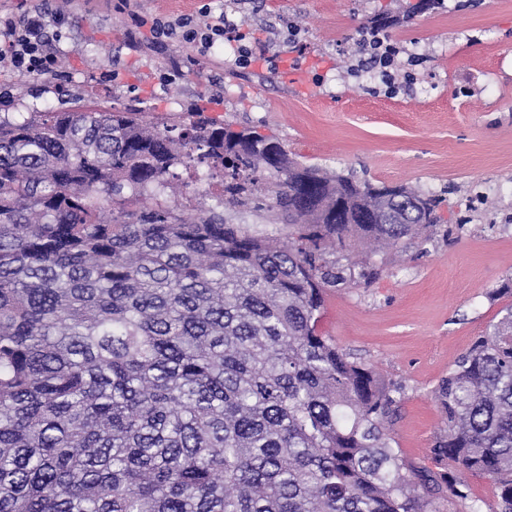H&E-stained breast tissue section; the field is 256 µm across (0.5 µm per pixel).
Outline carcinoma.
<instances>
[{
  "label": "carcinoma",
  "mask_w": 512,
  "mask_h": 512,
  "mask_svg": "<svg viewBox=\"0 0 512 512\" xmlns=\"http://www.w3.org/2000/svg\"><path fill=\"white\" fill-rule=\"evenodd\" d=\"M447 195L203 112H1L0 512H482L461 471L512 512V306L434 389L433 469L405 384L319 329L381 276L351 242L422 245Z\"/></svg>",
  "instance_id": "1"
}]
</instances>
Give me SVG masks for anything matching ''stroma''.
Here are the masks:
<instances>
[{
    "mask_svg": "<svg viewBox=\"0 0 512 512\" xmlns=\"http://www.w3.org/2000/svg\"><path fill=\"white\" fill-rule=\"evenodd\" d=\"M74 0L57 77L0 68L1 112L70 111L84 99L132 103L146 121L206 112L276 136L300 161L375 182L449 189L442 215L454 232L405 252L369 253L382 267L368 288L327 298L321 330L407 396L394 436L425 460L443 426L433 390L512 298L489 291L512 276V0H210L212 16L243 20L280 57L237 68L235 45L216 43L185 65L179 40L129 45L132 15L174 20L196 0ZM300 30L287 41L286 24ZM379 25L417 55L411 83L387 93L361 70L358 41ZM488 197L468 212L470 195ZM471 221L459 225L458 219Z\"/></svg>",
    "mask_w": 512,
    "mask_h": 512,
    "instance_id": "obj_1",
    "label": "stroma"
}]
</instances>
